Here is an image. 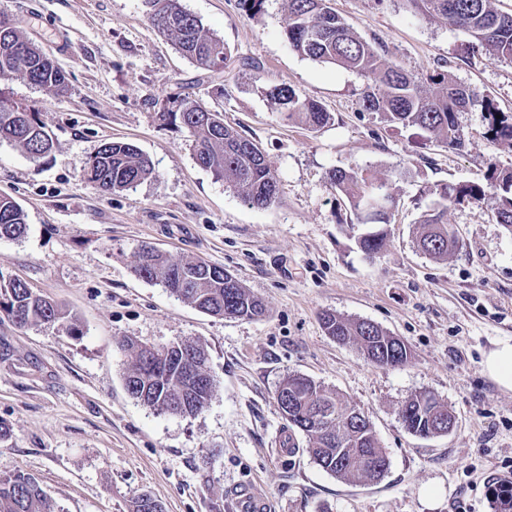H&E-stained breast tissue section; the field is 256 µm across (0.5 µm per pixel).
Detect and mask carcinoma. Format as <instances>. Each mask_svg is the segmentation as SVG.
I'll return each mask as SVG.
<instances>
[{
  "label": "carcinoma",
  "mask_w": 512,
  "mask_h": 512,
  "mask_svg": "<svg viewBox=\"0 0 512 512\" xmlns=\"http://www.w3.org/2000/svg\"><path fill=\"white\" fill-rule=\"evenodd\" d=\"M159 11L173 16L177 23L161 27L176 48L193 64L203 69L224 66L228 51L224 41L204 29L199 20L187 13L178 0H146ZM423 13L445 20L448 25L468 33L475 47L493 59L512 60V14L502 13L490 0H410ZM284 35L299 54L319 63L334 65L364 75L368 85L361 94L365 112H375L391 123L417 126L434 135L450 149L464 143L456 114L479 105L489 116V137L512 143V115L498 114L489 99H481L469 87L457 83L450 72L437 71L418 80L404 67L392 62L379 48L347 25L330 6V0H288V23ZM23 79L47 92L61 94L67 88L66 77L57 66L47 63L36 44L7 18L0 17V85ZM284 118L308 128L322 127L329 113L317 101L298 94L287 85L270 91ZM29 111V125H18L17 110ZM161 117L189 127L194 137L195 159L214 177L236 190L251 207L266 208L277 197V178L257 144L224 125V115L212 110V117L193 119V113L171 111ZM7 141L33 157L48 153L53 141L29 106L12 102L0 89V142ZM86 178L105 192H122L136 187L153 173L151 159L135 146L108 142L86 164ZM330 183L348 202L358 223L370 229L358 238L362 253L373 258L386 246L382 224L391 223L396 205L393 195L385 202L372 194L382 183L368 169L337 170L329 174ZM435 200L421 224L418 248L433 259L441 260L459 247L453 225L444 217L450 205L479 204L491 201L492 218L512 235V166L492 164L487 183L437 185L430 190ZM26 231L22 207L10 196H0V239H14ZM222 267L201 259L173 261L154 249L143 250L136 262V275L160 284L176 297L193 304L205 314L229 318H255L264 314L263 302L239 279L224 281ZM0 314L15 324L52 325L65 317L63 309L28 284L0 272ZM325 332L341 342L357 346L365 358L382 367L407 362L406 345L379 325L350 321L334 314L322 317ZM133 363L125 376L128 393L140 403L164 410L179 399L182 374L187 364L182 353L173 349L163 358L133 342ZM214 391L213 379L191 392L190 411L199 414L208 405ZM279 392L295 401L288 424L306 435V452L315 464L337 478L357 483L377 481L388 470L389 460L366 416L353 414L354 405L337 393L304 376L287 377ZM400 417L408 432L427 437L444 430L451 417L448 406L433 394L420 392L409 397L400 408ZM0 512H57L55 503L30 476L16 474L0 479ZM131 512H163L162 505L148 494L132 501Z\"/></svg>",
  "instance_id": "cac0c4a2"
}]
</instances>
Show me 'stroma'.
<instances>
[{"instance_id":"obj_1","label":"stroma","mask_w":512,"mask_h":512,"mask_svg":"<svg viewBox=\"0 0 512 512\" xmlns=\"http://www.w3.org/2000/svg\"><path fill=\"white\" fill-rule=\"evenodd\" d=\"M221 38L228 60L208 71L183 57L149 19L144 0H0L65 73L60 95L23 80L0 88L37 112L54 141L35 158L0 142V194L23 208L27 229L0 239V272L19 277L69 316L19 327L0 316V478L34 477L59 512H131L140 494L164 512H230L252 484L269 512H495L512 487V391L484 372L485 352L512 339V235L489 204L452 205L460 239L445 260L418 250L431 188L486 183L491 164H512V145L492 141L481 108L457 113L462 148L361 111L363 75L312 61L284 36L286 0L258 14L239 0H178ZM364 39L415 75L452 73L512 114V61L473 52L472 39L410 0H331ZM285 84L319 101L330 122L289 123L268 95ZM223 112L258 144L278 179L276 201L258 209L199 167L187 130L162 120L177 95ZM136 146L152 178L107 193L86 162L109 141ZM367 168L397 201L387 244L367 259L334 169ZM202 259L235 275L266 307L254 319L214 317L133 272L139 251ZM372 321L406 345L396 367L370 363L328 336L323 313ZM202 344L214 393L181 417L131 397L124 340ZM302 374L335 390L369 418L389 467L375 483L323 471L276 401L283 379ZM435 394L452 410L445 435L409 433L399 415L411 395Z\"/></svg>"}]
</instances>
